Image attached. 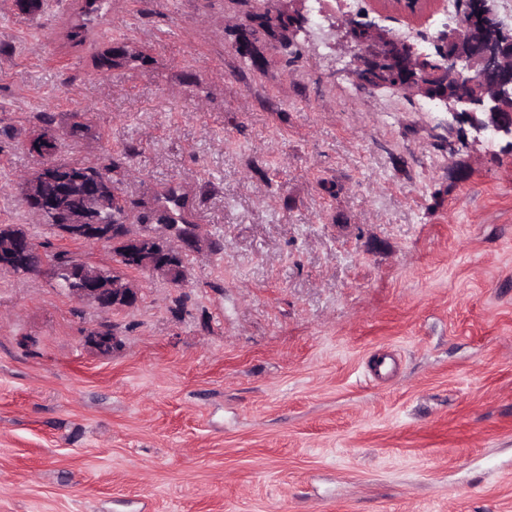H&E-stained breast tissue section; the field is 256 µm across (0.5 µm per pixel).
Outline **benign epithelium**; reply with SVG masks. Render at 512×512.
<instances>
[{"mask_svg":"<svg viewBox=\"0 0 512 512\" xmlns=\"http://www.w3.org/2000/svg\"><path fill=\"white\" fill-rule=\"evenodd\" d=\"M285 0H263V10L272 18L278 38L286 47L300 35L310 37L311 18L302 8L284 6ZM382 16L366 12L331 17L330 34L335 44L353 53L349 70L354 85L362 90L381 89L403 82V87L432 102L446 115L444 129L453 134L470 130L473 142H503L512 149V32L504 27L494 0H463L470 15L471 38L460 37L453 26H444L427 39L425 48L397 38L382 24L395 16L419 18L426 14L431 0H379ZM233 49L242 58L255 56L252 37L238 36ZM59 134L42 132L30 147L41 152L44 162L22 181L25 207L50 225L63 243L112 247L119 239L139 272L159 274L179 286L186 277L174 278L172 266L162 255L191 256L207 246L199 224H92L91 212L80 213L57 207L35 191L44 183L54 186L60 198L82 191L87 206L100 196L98 186L64 174L55 160L51 144ZM14 234L0 232V270L21 275H47L56 286L78 302L87 301L99 311L114 313L136 308L142 289L128 271L107 272L66 249H37L35 238L22 226L12 225ZM86 341L99 353L109 355L122 347L115 327L100 325Z\"/></svg>","mask_w":512,"mask_h":512,"instance_id":"benign-epithelium-1","label":"benign epithelium"}]
</instances>
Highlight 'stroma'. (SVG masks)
<instances>
[{"mask_svg": "<svg viewBox=\"0 0 512 512\" xmlns=\"http://www.w3.org/2000/svg\"><path fill=\"white\" fill-rule=\"evenodd\" d=\"M256 3L112 0L75 46L72 0H0V224L51 238L20 198L48 112L58 160L134 148L129 203L178 182L219 245L116 314L0 274V512H512V152L442 147L326 31L244 61ZM86 341L99 353L109 355L112 351L122 347V339L116 328L112 325H100L92 329L86 336Z\"/></svg>", "mask_w": 512, "mask_h": 512, "instance_id": "1", "label": "stroma"}]
</instances>
